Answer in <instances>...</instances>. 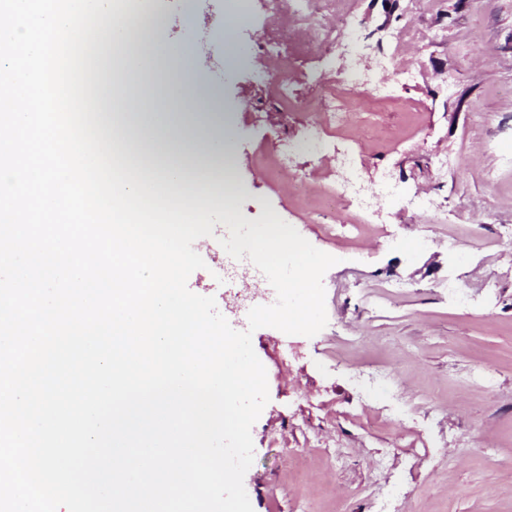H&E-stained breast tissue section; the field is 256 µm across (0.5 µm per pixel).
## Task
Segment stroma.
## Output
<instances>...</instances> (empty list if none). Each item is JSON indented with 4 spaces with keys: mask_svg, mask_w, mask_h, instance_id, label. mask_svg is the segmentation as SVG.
<instances>
[{
    "mask_svg": "<svg viewBox=\"0 0 512 512\" xmlns=\"http://www.w3.org/2000/svg\"><path fill=\"white\" fill-rule=\"evenodd\" d=\"M232 2L131 0L130 8L163 17L157 43L200 53L197 76L216 89L233 129L234 213L276 212L337 260L323 276L324 329L309 338L263 327L252 336L270 397L251 429L254 461L244 476L253 512H377L381 485L388 512H512V244L497 240L498 228L512 225V0H440L418 17L437 30L439 47L401 55L423 78L352 101L362 120L336 141L365 180L387 169L396 186L445 205L418 218L392 196L380 224L342 212L357 230L338 236L324 234L318 208L335 161L304 146V105L318 96V80L332 78L324 51L294 61L293 100L284 103L252 49L268 25L259 5L226 61L213 21ZM352 2L359 44L388 53L387 34L412 0ZM280 131L298 148L307 203L276 166ZM441 154L455 159L443 172L432 165ZM227 232L218 223L195 241L206 266L187 286L214 297L243 331L247 312L276 293L250 260L225 255ZM395 281L405 288L393 294ZM451 282L467 289L465 302L449 300ZM297 452L307 477L291 466Z\"/></svg>",
    "mask_w": 512,
    "mask_h": 512,
    "instance_id": "35a3bbf8",
    "label": "stroma"
}]
</instances>
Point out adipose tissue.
Instances as JSON below:
<instances>
[{"mask_svg":"<svg viewBox=\"0 0 512 512\" xmlns=\"http://www.w3.org/2000/svg\"><path fill=\"white\" fill-rule=\"evenodd\" d=\"M146 14L131 21L122 0H112L103 19L104 37L91 53L92 107L116 160L163 198L190 207L216 208L232 200V131L222 104L197 78L193 52L144 45L154 28ZM152 69L154 80L140 75ZM177 108L162 110L158 90Z\"/></svg>","mask_w":512,"mask_h":512,"instance_id":"obj_1","label":"adipose tissue"}]
</instances>
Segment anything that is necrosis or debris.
I'll list each match as a JSON object with an SVG mask.
<instances>
[{
    "instance_id": "obj_1",
    "label": "necrosis or debris",
    "mask_w": 512,
    "mask_h": 512,
    "mask_svg": "<svg viewBox=\"0 0 512 512\" xmlns=\"http://www.w3.org/2000/svg\"><path fill=\"white\" fill-rule=\"evenodd\" d=\"M268 20V29L256 44L259 55L268 62V74L283 99L292 96L289 63L295 56L305 54L310 46L324 47L326 54L336 60V81L350 95L366 96L390 78L415 81V69L397 68L394 57L388 56L367 62L352 35L354 11L348 0H261ZM353 112L337 103L333 88L323 87L316 111L307 113L308 146L320 150L333 130L352 124ZM361 177L353 164L337 172L324 191L325 209L340 214L354 207L362 220L371 214L361 194Z\"/></svg>"
}]
</instances>
